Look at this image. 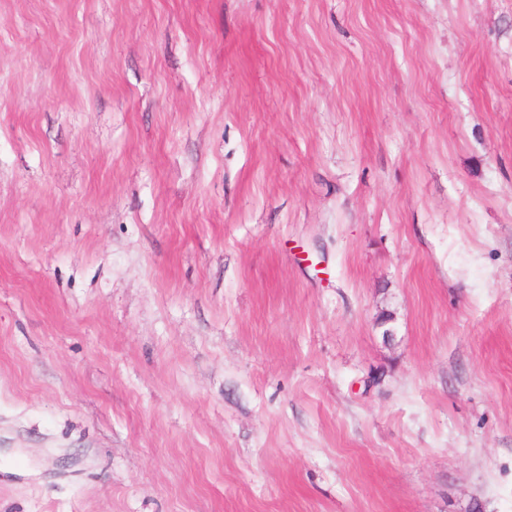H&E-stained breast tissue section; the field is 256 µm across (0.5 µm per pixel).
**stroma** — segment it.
<instances>
[{"mask_svg": "<svg viewBox=\"0 0 512 512\" xmlns=\"http://www.w3.org/2000/svg\"><path fill=\"white\" fill-rule=\"evenodd\" d=\"M0 512H512V0H0Z\"/></svg>", "mask_w": 512, "mask_h": 512, "instance_id": "stroma-1", "label": "stroma"}]
</instances>
